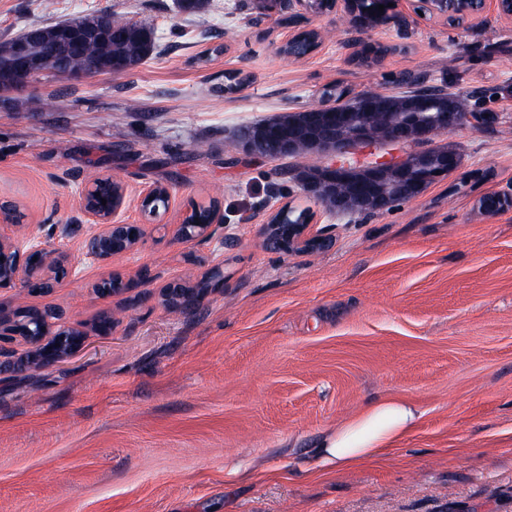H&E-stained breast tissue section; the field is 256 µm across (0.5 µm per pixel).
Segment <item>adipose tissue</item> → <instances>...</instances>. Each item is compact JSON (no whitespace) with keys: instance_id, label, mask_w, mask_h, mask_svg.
Segmentation results:
<instances>
[{"instance_id":"obj_1","label":"adipose tissue","mask_w":512,"mask_h":512,"mask_svg":"<svg viewBox=\"0 0 512 512\" xmlns=\"http://www.w3.org/2000/svg\"><path fill=\"white\" fill-rule=\"evenodd\" d=\"M421 417L417 408L403 400L375 401L325 433L319 445L322 462L345 470L376 461L410 435Z\"/></svg>"}]
</instances>
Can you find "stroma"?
<instances>
[{
    "instance_id": "obj_1",
    "label": "stroma",
    "mask_w": 512,
    "mask_h": 512,
    "mask_svg": "<svg viewBox=\"0 0 512 512\" xmlns=\"http://www.w3.org/2000/svg\"><path fill=\"white\" fill-rule=\"evenodd\" d=\"M357 31L343 7L299 0H0V42L31 25L111 11L154 27L155 49L121 74H42L0 92V201L17 203L18 240L49 236L74 279L49 295L0 288L12 309L55 306L85 333L52 366L0 346V512H512V20L489 0L451 26L419 18ZM325 33L300 59L278 49ZM389 51L363 63L362 45ZM243 77L228 87V74ZM449 89L474 114L419 143L460 166L384 213L342 215L295 179L321 155L265 158L237 131L321 100L396 93L407 76ZM137 101L138 111L128 109ZM125 188L118 221L140 224L142 192L175 188L138 250L86 257L79 196L91 178ZM223 223L173 241L192 204ZM314 214L332 245L285 255L264 244L279 208ZM224 279L172 311L171 281ZM120 277L123 292L93 285ZM111 316V332L94 325ZM388 397L418 408L415 431L379 462L323 470L322 434Z\"/></svg>"
}]
</instances>
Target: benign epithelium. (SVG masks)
<instances>
[{
  "label": "benign epithelium",
  "instance_id": "1",
  "mask_svg": "<svg viewBox=\"0 0 512 512\" xmlns=\"http://www.w3.org/2000/svg\"><path fill=\"white\" fill-rule=\"evenodd\" d=\"M351 25L364 31L380 15L378 6L389 11L388 4L396 0H341ZM486 0H419L417 9L423 15L459 23L481 14ZM107 34L102 22L60 25L49 36L36 40L28 35L10 41L0 53V68L13 74L11 89L29 85L32 79L46 72H53L71 79H80L101 72L99 66L91 62L78 72L65 67V59L79 50L91 39ZM433 93L418 95L406 105V111L380 129L371 126L369 119L373 111L384 106L386 94L370 92L359 95L348 102L343 112L328 111L329 105L321 103L301 112L296 122L297 128L323 127V135L301 137L296 133L286 137H269L256 140L250 133L243 132L240 141L244 150L258 156L271 157L275 154L296 152L305 145L313 152L334 158L324 166L316 178L300 183L302 193L314 200L327 199V205L340 213L374 214L390 210L395 202L379 192L381 185L396 177L402 181L401 192L414 191L416 178L441 179L451 175L460 164L459 156L452 150L441 147L433 151L408 152L394 161L375 159L362 165H352L344 157L360 147L376 142L394 145H409L423 142L442 133L452 132L465 125L472 114L448 105V111L439 112L431 100ZM125 190L104 207L94 203L90 189H85L80 197V207L102 230L92 232L83 243L84 253L97 261L106 262L113 256L126 253L141 245L146 236L144 224H137V240L125 242L127 224L114 220L121 209ZM12 223L11 214L0 208V288L14 287L31 292V285L38 282L43 292L49 293L62 287L72 274L70 254L57 246L50 238L32 235L22 244L12 241L5 232ZM210 224L197 228L191 224L177 225L173 240L209 236ZM329 239L320 233L310 232L308 224L288 225L287 240L280 243L278 251L290 254L299 248L316 249L327 246ZM40 256L43 262H33ZM122 279L113 277L94 287L99 297L110 296L125 290ZM204 294L202 288H189L174 282L161 289L166 303L174 307L183 293ZM84 333L66 325L65 316L59 310H46L39 320L29 322L18 320L16 312L0 303V343L23 340L32 347V359L44 366H51L76 351L82 344Z\"/></svg>",
  "mask_w": 512,
  "mask_h": 512
}]
</instances>
